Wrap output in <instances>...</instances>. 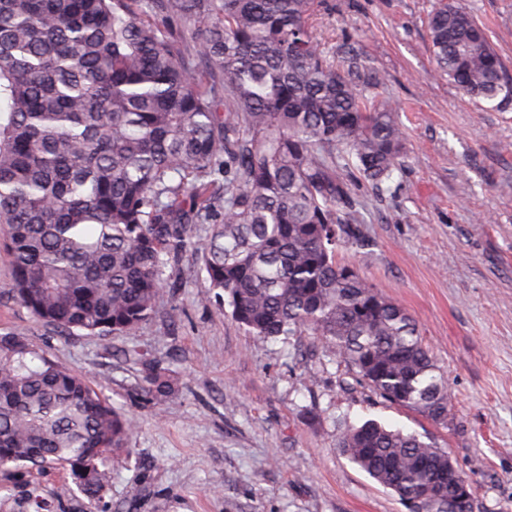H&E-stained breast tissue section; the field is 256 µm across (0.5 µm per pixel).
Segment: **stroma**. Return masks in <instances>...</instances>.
Masks as SVG:
<instances>
[{"mask_svg":"<svg viewBox=\"0 0 512 512\" xmlns=\"http://www.w3.org/2000/svg\"><path fill=\"white\" fill-rule=\"evenodd\" d=\"M438 3L321 0L314 25L321 49L361 59L365 95L395 108L405 137L390 182L352 186L369 246L337 257L415 319L454 396L447 423L375 397L322 337L248 333L194 257L167 269L158 310L131 332L68 336L13 301L0 249V335L25 333L135 423L102 499L61 468L21 466L0 476V512H28L34 487L53 512H408L338 446L370 419L447 450L473 512H512V103H475L437 76ZM458 4L512 73V0ZM132 350L167 369L168 397L145 396Z\"/></svg>","mask_w":512,"mask_h":512,"instance_id":"1","label":"stroma"}]
</instances>
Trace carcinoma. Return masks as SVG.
<instances>
[{
	"instance_id": "obj_1",
	"label": "carcinoma",
	"mask_w": 512,
	"mask_h": 512,
	"mask_svg": "<svg viewBox=\"0 0 512 512\" xmlns=\"http://www.w3.org/2000/svg\"><path fill=\"white\" fill-rule=\"evenodd\" d=\"M316 0H0V246L11 293L66 335L149 320L190 254L254 336L310 331L380 398L444 424L452 395L407 311L348 264L363 247L358 177L392 179L395 110L368 105L363 66L318 48ZM436 70L501 104L512 82L484 28L446 4L428 18ZM191 40L206 65L193 69ZM346 160L336 165V157ZM224 216L203 244L216 176ZM145 393L171 390L166 372ZM135 424L24 333L0 336V471L67 467L89 499ZM339 448L412 512L455 503L448 452L375 420Z\"/></svg>"
}]
</instances>
